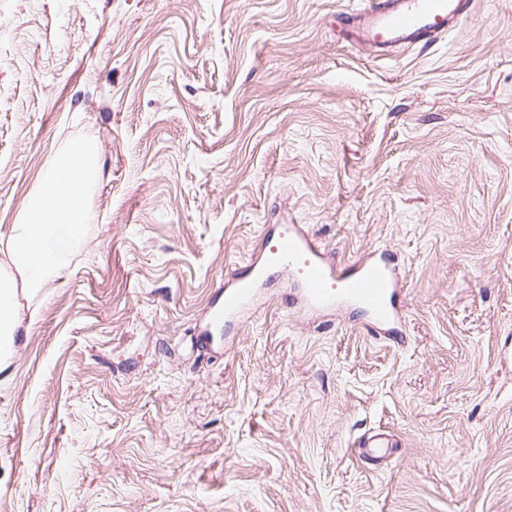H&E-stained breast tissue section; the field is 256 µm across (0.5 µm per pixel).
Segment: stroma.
I'll return each instance as SVG.
<instances>
[{
    "mask_svg": "<svg viewBox=\"0 0 512 512\" xmlns=\"http://www.w3.org/2000/svg\"><path fill=\"white\" fill-rule=\"evenodd\" d=\"M367 2L0 0V233L56 154L101 169L17 297L0 512H512V0L389 57L341 35ZM280 224L391 255L397 338L292 276L209 324Z\"/></svg>",
    "mask_w": 512,
    "mask_h": 512,
    "instance_id": "obj_1",
    "label": "stroma"
}]
</instances>
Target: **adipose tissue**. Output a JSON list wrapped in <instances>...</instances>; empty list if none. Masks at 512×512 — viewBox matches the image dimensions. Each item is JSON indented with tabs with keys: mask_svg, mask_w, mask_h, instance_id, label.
Returning <instances> with one entry per match:
<instances>
[{
	"mask_svg": "<svg viewBox=\"0 0 512 512\" xmlns=\"http://www.w3.org/2000/svg\"><path fill=\"white\" fill-rule=\"evenodd\" d=\"M98 177L90 144L57 156L0 244L8 258L0 265V357L9 354L22 326L17 290L33 297L42 294L81 247L78 228L88 219L87 192Z\"/></svg>",
	"mask_w": 512,
	"mask_h": 512,
	"instance_id": "ef3b65f1",
	"label": "adipose tissue"
}]
</instances>
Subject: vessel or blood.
<instances>
[{
  "mask_svg": "<svg viewBox=\"0 0 512 512\" xmlns=\"http://www.w3.org/2000/svg\"><path fill=\"white\" fill-rule=\"evenodd\" d=\"M475 0H376L370 11L348 15L344 33L349 41L370 45L381 55L409 46H429L468 20ZM273 263L251 262L224 288V299L213 323L244 314L255 302L258 283L269 281L272 266L298 269L299 299L307 310L327 312L341 302L359 305L378 326L396 322L400 278L387 257L336 268L320 245L299 230L284 226L266 238Z\"/></svg>",
  "mask_w": 512,
  "mask_h": 512,
  "instance_id": "1",
  "label": "vessel or blood"
}]
</instances>
